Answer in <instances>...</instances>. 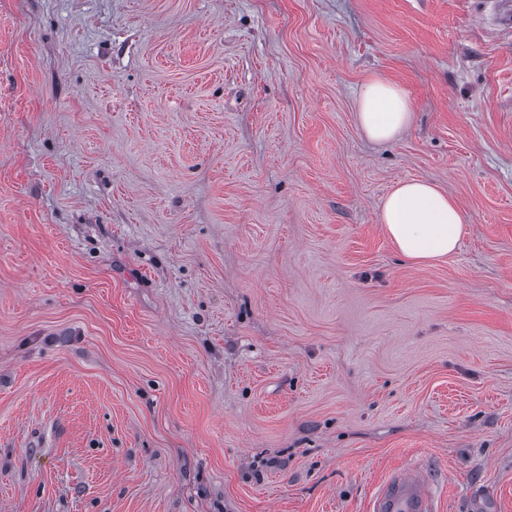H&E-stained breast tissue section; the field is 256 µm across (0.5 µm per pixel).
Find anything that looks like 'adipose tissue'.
<instances>
[{
    "label": "adipose tissue",
    "instance_id": "obj_1",
    "mask_svg": "<svg viewBox=\"0 0 512 512\" xmlns=\"http://www.w3.org/2000/svg\"><path fill=\"white\" fill-rule=\"evenodd\" d=\"M357 120L368 138L390 141L411 124L413 112L400 87L375 78L360 98ZM382 222L391 242L405 258L427 264L455 252L466 217L440 188L412 179L400 183L386 196Z\"/></svg>",
    "mask_w": 512,
    "mask_h": 512
}]
</instances>
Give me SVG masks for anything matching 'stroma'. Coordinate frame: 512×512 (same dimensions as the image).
Wrapping results in <instances>:
<instances>
[{
  "instance_id": "35a3bbf8",
  "label": "stroma",
  "mask_w": 512,
  "mask_h": 512,
  "mask_svg": "<svg viewBox=\"0 0 512 512\" xmlns=\"http://www.w3.org/2000/svg\"><path fill=\"white\" fill-rule=\"evenodd\" d=\"M497 0H0V512H512ZM381 76L414 119L374 143ZM467 216L404 259L401 181ZM406 93L394 83L374 78L366 86L357 112L361 131L375 141L397 138L413 120ZM382 224L405 258L427 264L455 252L466 217L440 188L412 179L400 183L386 196ZM372 512H433L432 483L421 472L393 475L375 496Z\"/></svg>"
}]
</instances>
